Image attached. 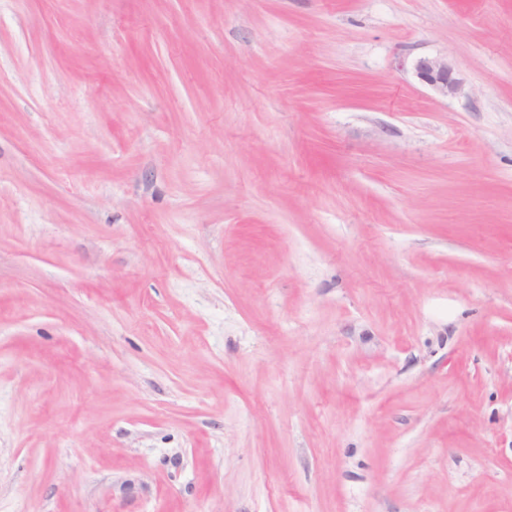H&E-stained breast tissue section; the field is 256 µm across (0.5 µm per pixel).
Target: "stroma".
<instances>
[{
    "mask_svg": "<svg viewBox=\"0 0 512 512\" xmlns=\"http://www.w3.org/2000/svg\"><path fill=\"white\" fill-rule=\"evenodd\" d=\"M0 512H512V0H0ZM417 77L443 97H455L464 91L454 64L448 57H420L414 63Z\"/></svg>",
    "mask_w": 512,
    "mask_h": 512,
    "instance_id": "35a3bbf8",
    "label": "stroma"
}]
</instances>
